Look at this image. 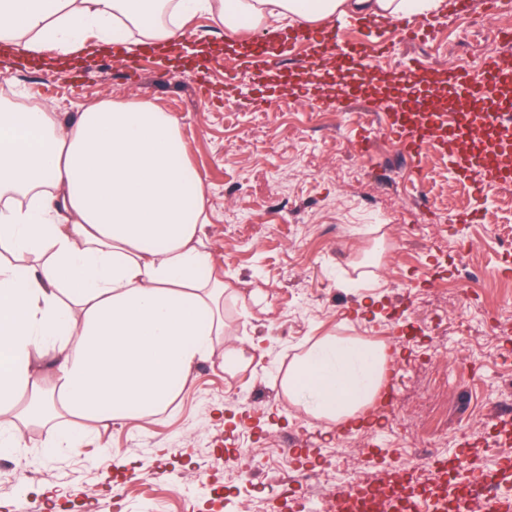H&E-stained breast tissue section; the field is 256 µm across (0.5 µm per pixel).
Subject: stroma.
I'll return each instance as SVG.
<instances>
[{
    "mask_svg": "<svg viewBox=\"0 0 512 512\" xmlns=\"http://www.w3.org/2000/svg\"><path fill=\"white\" fill-rule=\"evenodd\" d=\"M499 20L473 22L444 11L426 43L401 40L394 20L375 34L343 24L344 41L385 40L387 53L362 54L372 88L345 104L335 101L336 76L320 66L314 45L289 40L287 54L265 68L275 90L251 100L249 83L224 96V73L240 56L231 42L261 40L262 32L226 31L205 15L187 25L210 42L207 59L170 61L147 53L128 72L123 55L85 62L43 63L16 57L0 63L11 99L77 112L110 99L151 101L177 113L207 200V232L224 280L269 291L272 320L245 315L224 301L233 337L256 345L248 368L225 371L220 357L201 362L168 410L151 419L108 423L79 448L16 449V468L0 472V512H272L271 487L319 493L345 482V453L361 449L365 476L424 460L422 434L438 390L448 392V453L485 471L502 463L512 444V391L485 385L488 372L512 375V204L495 185L474 189L456 169L457 149L433 143L418 156L380 133L397 93L382 87L393 71L413 91L441 93L448 68L479 69L496 48ZM421 60L412 69L413 60ZM320 97L307 103L304 92ZM369 134V156L358 153ZM475 214L463 224L459 217ZM470 240L462 254L457 241ZM481 269L480 284L460 280L461 266ZM375 295L363 307V295ZM499 326L486 332V322ZM380 336L402 368L387 423L355 432L326 431L288 401L281 379L289 363L326 334ZM448 348V368L426 361L430 346ZM258 449L261 467L246 457L226 461L224 436ZM301 434L295 455L283 438Z\"/></svg>",
    "mask_w": 512,
    "mask_h": 512,
    "instance_id": "stroma-1",
    "label": "stroma"
}]
</instances>
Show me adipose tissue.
<instances>
[{
    "instance_id": "1",
    "label": "adipose tissue",
    "mask_w": 512,
    "mask_h": 512,
    "mask_svg": "<svg viewBox=\"0 0 512 512\" xmlns=\"http://www.w3.org/2000/svg\"><path fill=\"white\" fill-rule=\"evenodd\" d=\"M445 0H0V59H60L184 45L186 22L230 32L269 22L308 28L368 15L441 13ZM200 174L179 116L152 102L103 100L63 117L0 101V411L49 409L70 423L27 437L26 418L0 449L76 448L93 427L164 413L196 366L225 371L254 350L224 333V265L209 245ZM53 353L43 385L36 361ZM383 347L327 335L283 374L309 415L356 430L380 391Z\"/></svg>"
}]
</instances>
